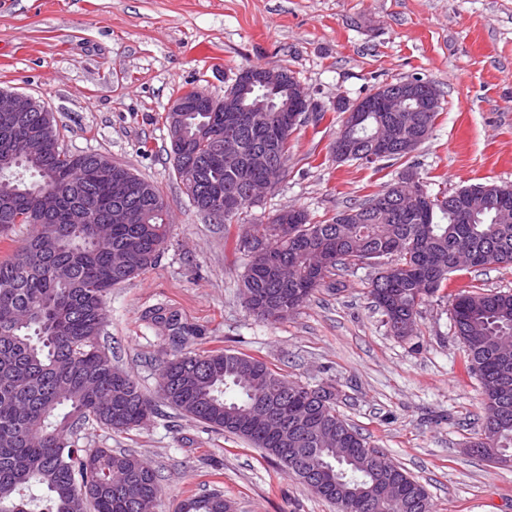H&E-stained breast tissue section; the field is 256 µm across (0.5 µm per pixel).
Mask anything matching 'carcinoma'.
<instances>
[{
	"label": "carcinoma",
	"mask_w": 512,
	"mask_h": 512,
	"mask_svg": "<svg viewBox=\"0 0 512 512\" xmlns=\"http://www.w3.org/2000/svg\"><path fill=\"white\" fill-rule=\"evenodd\" d=\"M399 112H367L357 128L360 151L382 125L396 129ZM53 113L32 112L19 120L0 117V233L17 224L32 227L30 237L0 260V512H139V500L159 499L152 467L139 456L110 448H77L80 426L93 421L116 431L140 426L157 405L134 380L112 363L99 343L107 296L112 288L155 266L169 225L164 198L149 181L135 177L124 200L98 179L99 154H72L53 138L43 148L29 145ZM224 127L222 112H188L183 134L188 155L177 180L195 209L213 193L233 191L258 179L244 163L227 165L215 144L200 136L205 126ZM242 153L263 147L288 161V141L272 142L264 127L231 131ZM31 180H26L25 176ZM397 182L328 222L313 223L297 210L295 234H281L279 222L246 224L235 250L249 258L242 295L251 298L259 319L288 318L313 294L336 291V275L360 264H379L369 295L396 323L417 316L419 307L444 288L458 270L455 254L465 247L487 257L480 266L512 265V224L495 222L496 202L512 207V186L463 189L458 207L450 194L432 196L421 217L386 222L372 210ZM122 202L137 211L132 224L110 222ZM294 269L283 285L270 261ZM145 319L177 337L182 345L198 329L166 306ZM456 336L466 352L465 371L492 387L483 389L482 438L476 452L489 462L512 461V294L467 292L452 307ZM159 393L166 405L211 429L248 441L296 476L315 495L344 512H432L429 495L403 468L389 464L387 479L375 473L377 450L336 412L340 394L331 383L314 388L287 380L266 362L224 349L178 353L163 361ZM267 403L287 422L298 411L306 419L288 427V443L252 418ZM289 448L288 458L279 449ZM224 494L213 491L180 504L179 512H226Z\"/></svg>",
	"instance_id": "1"
}]
</instances>
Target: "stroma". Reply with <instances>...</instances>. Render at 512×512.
I'll use <instances>...</instances> for the list:
<instances>
[{
  "instance_id": "1",
  "label": "stroma",
  "mask_w": 512,
  "mask_h": 512,
  "mask_svg": "<svg viewBox=\"0 0 512 512\" xmlns=\"http://www.w3.org/2000/svg\"><path fill=\"white\" fill-rule=\"evenodd\" d=\"M249 66L288 70L325 111L292 134L288 173L249 223L286 208L332 217L411 166L433 194L512 185V0H0V88L41 99L64 149L109 156L172 207L158 265L109 294L101 344L156 395L159 364L174 347L143 315L175 307L202 331L185 351L222 348L302 385L336 383L337 411L426 488L433 512H512V463L467 449L481 431V384L462 369L450 315L460 291L512 293V265L451 273L406 340L391 335L368 296L374 265L341 273L338 292H316L285 321L267 324L245 308L247 258L234 248L241 227L190 205L165 114L193 87L222 98ZM414 76L436 82L442 111L413 159L336 161L337 98ZM75 443L146 460L161 487L158 512L215 489L233 512H336L260 449L164 405L123 433L87 423Z\"/></svg>"
}]
</instances>
